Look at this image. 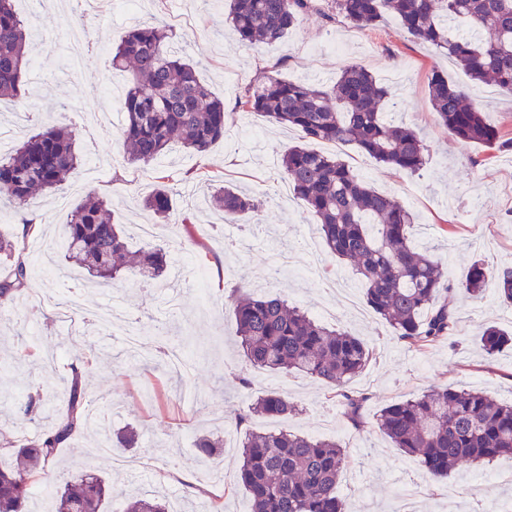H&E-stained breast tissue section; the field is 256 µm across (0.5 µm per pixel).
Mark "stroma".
<instances>
[{
  "instance_id": "1",
  "label": "stroma",
  "mask_w": 512,
  "mask_h": 512,
  "mask_svg": "<svg viewBox=\"0 0 512 512\" xmlns=\"http://www.w3.org/2000/svg\"><path fill=\"white\" fill-rule=\"evenodd\" d=\"M320 11L301 16L296 27L273 45L247 46L229 29L223 0H138L134 16L106 7L98 12L74 0H51L40 13L29 44V95L38 101L19 115L13 101L0 100V150L29 136L40 125H68L75 133L83 165L57 194L36 199L30 211L40 231L20 235V216L0 224V234L16 239L25 255L49 248L50 271L29 269V286L8 306L0 323V466L14 461L13 450L38 438L64 411L70 367L80 364L89 404L107 413L104 428L88 426L71 446L59 449L58 469L89 470L115 484L108 512H124L126 495H165L171 512H210L219 498L223 512H248L249 500L237 485L239 443L246 430L285 428L346 444L348 463L339 492L348 505L367 504L368 512H477L480 506L512 505V484L485 495L477 478L505 467L512 457L429 478L420 460L392 447L374 428L379 411L436 386L482 388L512 403V349L486 359L480 346L482 326L512 329V308L500 306L495 280L482 298L455 292L448 296L460 333L418 351L399 341L391 327L364 303L361 283L351 267L318 246L316 255L300 247L316 237V217L294 200L280 171V157L299 144V132L251 116L260 141L240 142L227 129L204 156L172 148L150 166L129 163L117 139L124 121L112 110V124L101 130L94 113L106 107L97 87L106 79L125 81L113 70L111 50L132 28L165 22L179 54L196 66L200 80L223 98L232 119L245 88L276 73L287 81L326 84L350 63L368 67L389 86L393 120L417 129L428 148L427 163L415 175L377 164L351 145L312 142L314 150L341 155L360 177L395 193L415 216L414 246L430 248L462 277L474 259L491 269L512 268V152L460 142L438 121L429 99L432 73L447 76L483 108L493 125L512 138V97L476 84L433 48L415 43L392 15L375 28L360 29L344 19L323 22L330 0H316ZM216 175L208 181L199 168ZM168 177L176 215L164 221L143 206L155 174ZM231 185L259 199V208L229 224L208 206L211 193ZM105 197L114 223L124 225L133 248L162 247L167 254L164 285L128 280L118 288H96L69 263L63 247L71 209L61 196L87 192ZM288 251L292 268L279 279L268 276L276 253ZM281 295L310 315L337 302L351 289L355 307L339 310L333 326L362 337L373 356L347 384L367 395L363 431L343 417L341 400L321 382L299 373L269 374L245 364L232 340V291ZM120 301L128 326L137 330L144 360L126 354L117 328L97 320L98 310ZM248 387H241V379ZM288 394L297 411L285 418L253 417L236 426L231 409H245L263 392ZM43 392L46 410L23 415L19 407ZM138 431L133 448L117 447L126 428ZM223 438L217 463L224 483L215 486L212 470L194 446L204 434Z\"/></svg>"
}]
</instances>
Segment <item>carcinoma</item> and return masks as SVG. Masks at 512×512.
Masks as SVG:
<instances>
[{
    "label": "carcinoma",
    "instance_id": "carcinoma-1",
    "mask_svg": "<svg viewBox=\"0 0 512 512\" xmlns=\"http://www.w3.org/2000/svg\"><path fill=\"white\" fill-rule=\"evenodd\" d=\"M312 0H230L227 19L247 45H271L296 26ZM334 11L360 29L376 27L384 15L396 17L410 38L445 54L474 82L497 87L512 96V0H332ZM466 23L450 33L448 22ZM33 23L19 17L13 0H0V98L25 104L27 47ZM112 68L130 75L119 100L125 120L121 138L130 147L128 161L143 166L164 155L173 142L202 156L224 137L230 113L224 101L197 76L195 66L176 56L163 23L131 29L112 53ZM433 109L448 134L491 147L511 148L466 94L435 72L428 83ZM390 89L364 65H346L330 84L285 81L276 75L249 88L240 107L308 140L352 144L379 164L414 174L426 164L427 146L419 133L384 118ZM81 157L75 135L46 124L11 152L0 156V200L14 211H27L42 194L57 190L77 172ZM284 180L294 196L318 219L322 239L336 257L349 262L364 288L367 305L397 338L423 350L456 333L458 321L440 293L459 288L479 298L489 276L498 282L501 305L512 307V270L493 273L481 259L453 282L432 255L412 245L408 229L413 214L394 196L359 177L338 154L314 151L302 144L280 158ZM213 207L232 222L254 211L257 199L229 186L212 196ZM145 207L161 218L174 210L173 196L158 177L144 198ZM66 259L101 285L112 286L130 275L158 280L166 270L161 247L129 248L127 234L112 222L109 202L96 193L78 200L66 224ZM15 241L0 236V256L10 261L0 277V308L25 288L27 261ZM234 335L245 363L271 374L295 371L339 390L351 427L365 428L367 397L343 390L372 357L368 343L348 331L329 327L279 296L254 297L238 289L232 303ZM480 343L492 358L512 347V333L483 328ZM66 412L33 442L18 448L15 462L0 467V512H25L33 484H57L55 512H106L112 485L84 472L70 478L52 470L59 444L71 439L87 421L81 371L71 366ZM251 411L271 417L295 413L288 396L270 391L251 404ZM249 411V412H251ZM249 412L235 413L238 425ZM375 428L396 448L417 456L434 478L467 464L512 456V404L482 390L438 387L417 397L385 406ZM224 443L202 436L200 454L213 459ZM237 482L251 512H348L338 485L348 451L341 443L320 440L287 429L245 432ZM127 512H168L164 499L137 498Z\"/></svg>",
    "mask_w": 512,
    "mask_h": 512
}]
</instances>
